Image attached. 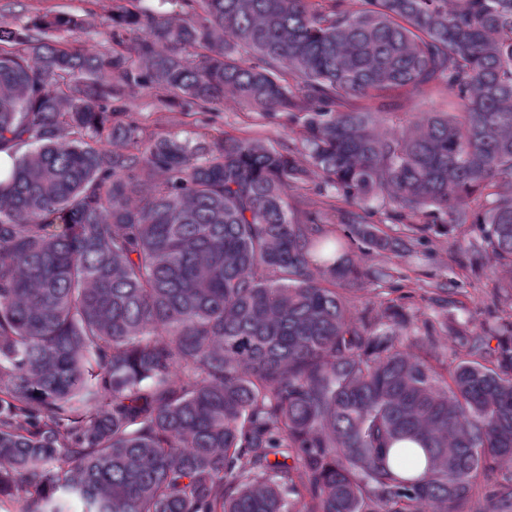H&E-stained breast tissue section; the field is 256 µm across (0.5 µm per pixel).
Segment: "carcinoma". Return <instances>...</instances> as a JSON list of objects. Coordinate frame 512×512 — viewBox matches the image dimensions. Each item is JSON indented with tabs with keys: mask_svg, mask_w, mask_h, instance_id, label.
Segmentation results:
<instances>
[{
	"mask_svg": "<svg viewBox=\"0 0 512 512\" xmlns=\"http://www.w3.org/2000/svg\"><path fill=\"white\" fill-rule=\"evenodd\" d=\"M140 2L103 52L55 36L72 14L0 25V507L461 512L481 487L512 512V319L445 324L470 343L448 360L335 206L303 208L317 178L378 251L471 224L473 259L512 269V0ZM426 87L452 111L388 134L350 106ZM135 90L234 96L297 145L148 139Z\"/></svg>",
	"mask_w": 512,
	"mask_h": 512,
	"instance_id": "1",
	"label": "carcinoma"
}]
</instances>
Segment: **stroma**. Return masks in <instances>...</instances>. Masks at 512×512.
Instances as JSON below:
<instances>
[{
    "mask_svg": "<svg viewBox=\"0 0 512 512\" xmlns=\"http://www.w3.org/2000/svg\"><path fill=\"white\" fill-rule=\"evenodd\" d=\"M113 5L114 0H0V21L23 24L38 15L70 11L86 20L78 35L80 44L88 51L100 52L108 46L105 21ZM356 105L379 113L378 130L384 133L398 126L400 114L447 111L448 95L439 89H426L392 99H360ZM122 106L127 118L139 122L149 136L169 133L193 141L204 135L226 133L258 136L276 147L289 142L286 120L270 121L248 111L229 96L214 111L203 115H182L176 105L156 110L147 92L129 94ZM479 241L478 229L462 224L452 236L431 235L421 239L410 258L360 247L354 248L352 256L366 266L389 273L391 285L399 287L406 296L404 304L413 326L434 325L439 351L448 358L460 359L467 356L468 347L460 338L446 334L440 327L442 321L472 329L512 315V301L496 297L494 278L469 262L471 251Z\"/></svg>",
    "mask_w": 512,
    "mask_h": 512,
    "instance_id": "stroma-1",
    "label": "stroma"
}]
</instances>
